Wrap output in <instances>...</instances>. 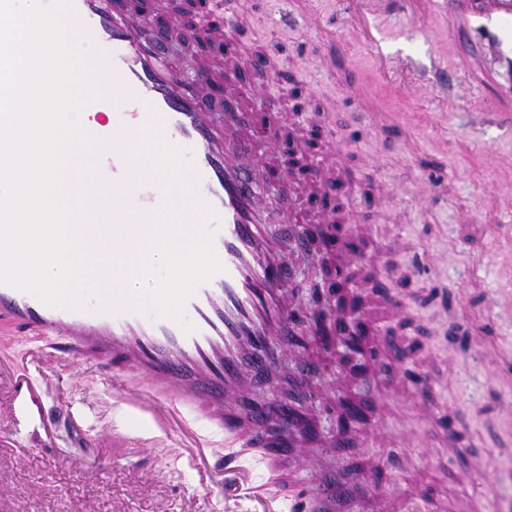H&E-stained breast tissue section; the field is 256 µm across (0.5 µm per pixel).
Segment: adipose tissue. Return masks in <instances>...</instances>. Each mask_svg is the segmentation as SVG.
<instances>
[{
    "label": "adipose tissue",
    "instance_id": "1",
    "mask_svg": "<svg viewBox=\"0 0 512 512\" xmlns=\"http://www.w3.org/2000/svg\"><path fill=\"white\" fill-rule=\"evenodd\" d=\"M59 155L67 156L71 167L92 175L87 158L40 123L38 113H27L10 149L0 150V198L5 196L21 205L33 189L44 201H51L61 190L52 169L53 160Z\"/></svg>",
    "mask_w": 512,
    "mask_h": 512
}]
</instances>
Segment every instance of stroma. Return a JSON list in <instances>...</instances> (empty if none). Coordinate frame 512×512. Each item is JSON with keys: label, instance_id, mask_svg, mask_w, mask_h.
<instances>
[{"label": "stroma", "instance_id": "1", "mask_svg": "<svg viewBox=\"0 0 512 512\" xmlns=\"http://www.w3.org/2000/svg\"><path fill=\"white\" fill-rule=\"evenodd\" d=\"M480 2L309 0L317 29L290 0L186 4L185 23L207 31L195 63L228 45L247 87L263 88L238 129H259L248 161L295 203L276 226L292 266L281 291L305 315L282 339L274 380L252 379L242 407L310 413L306 449L322 485L342 488L341 512H512V309L498 304L512 295V199L489 192L512 181V73L469 27ZM461 84L472 96L457 106ZM375 108L387 125L373 123ZM292 134L313 137L309 181L335 190L358 244L335 261L359 307L337 312L358 313L381 345L351 359L315 336L329 275L299 237L303 224L321 228L324 207L297 175L279 176ZM51 344L0 323V363L30 378L40 403L0 386V512H286L260 457L219 471L238 444L191 405L181 411L193 435L165 433L128 406L135 375L29 373V356ZM343 398L361 401L359 421H340ZM481 471L493 489L476 484ZM204 476L228 494L201 491Z\"/></svg>", "mask_w": 512, "mask_h": 512}]
</instances>
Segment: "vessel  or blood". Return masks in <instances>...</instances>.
Here are the masks:
<instances>
[{
  "label": "vessel or blood",
  "mask_w": 512,
  "mask_h": 512,
  "mask_svg": "<svg viewBox=\"0 0 512 512\" xmlns=\"http://www.w3.org/2000/svg\"><path fill=\"white\" fill-rule=\"evenodd\" d=\"M476 16L473 28L496 54L511 45L512 0ZM68 34L85 35L89 56L106 61L87 82L107 94L88 109L112 114L110 125L84 129L78 145L105 179H93L78 201L92 212L107 209L109 225L72 226L76 201L60 193L52 202L58 234L50 247L69 259L80 240L106 233L112 240L111 280L88 281L77 273L60 279L17 271L19 230L41 213L0 199V320L62 338L66 367L79 372L88 360L109 370L136 371L146 388L162 387L169 414L184 400L197 402L209 420L233 432L241 447L269 444L259 419L240 399L258 366L278 349L275 341L293 313L279 290L290 261L271 233L277 210L235 135L236 116L223 120L203 109L193 91L194 64L172 63L153 40L147 22L117 10L112 0H65ZM151 141L166 171L159 178L135 174L134 144ZM190 198L195 253L169 250L151 265L142 291L131 289L126 256ZM295 512H335L336 498L316 480L289 483Z\"/></svg>",
  "instance_id": "vessel-or-blood-1"
}]
</instances>
